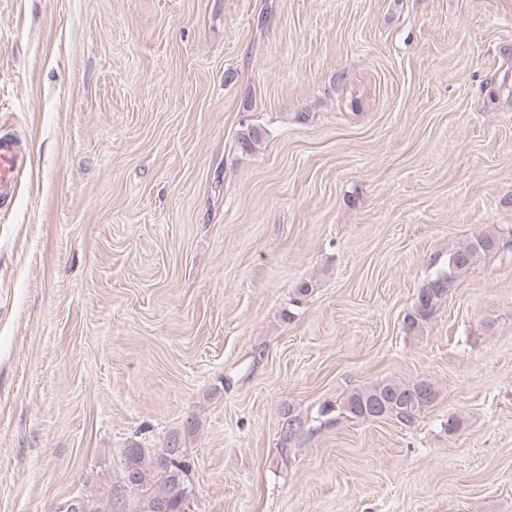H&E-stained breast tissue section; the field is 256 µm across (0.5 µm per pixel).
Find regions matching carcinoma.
I'll use <instances>...</instances> for the list:
<instances>
[{"label":"carcinoma","instance_id":"1","mask_svg":"<svg viewBox=\"0 0 512 512\" xmlns=\"http://www.w3.org/2000/svg\"><path fill=\"white\" fill-rule=\"evenodd\" d=\"M266 131L252 126L237 136L236 146L242 152L254 151ZM499 238L491 231H481L465 243L448 250L447 259L418 291L411 312L403 319L408 335L422 331L442 298L459 277L464 275L484 255L498 249ZM438 389L426 377L411 380L385 378L350 392L340 404L348 415L363 420L391 419L404 426L414 422V416L433 403ZM182 435L174 433L165 446L146 457L142 448L126 450L123 476H131L125 487L135 495L133 512H186L189 465Z\"/></svg>","mask_w":512,"mask_h":512}]
</instances>
